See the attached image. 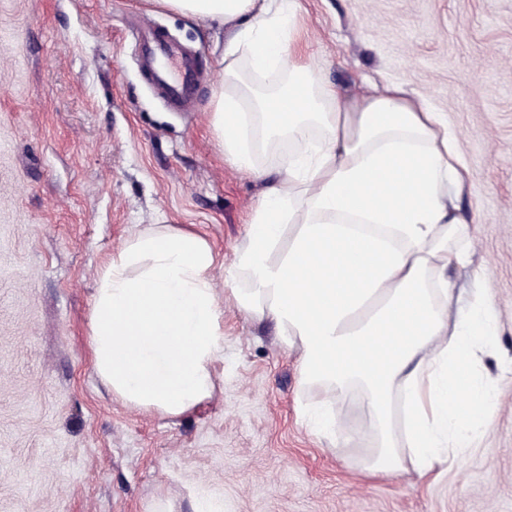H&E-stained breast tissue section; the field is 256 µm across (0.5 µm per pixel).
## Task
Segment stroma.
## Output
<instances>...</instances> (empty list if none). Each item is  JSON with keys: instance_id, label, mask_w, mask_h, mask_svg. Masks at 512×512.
I'll return each mask as SVG.
<instances>
[{"instance_id": "obj_1", "label": "stroma", "mask_w": 512, "mask_h": 512, "mask_svg": "<svg viewBox=\"0 0 512 512\" xmlns=\"http://www.w3.org/2000/svg\"><path fill=\"white\" fill-rule=\"evenodd\" d=\"M304 52L346 97L393 82L448 120L468 172L475 251L449 272L496 316L479 365L486 433L437 479L367 478V439L302 422L295 354L236 308L224 269L261 186L211 125L231 28L155 0H0V512H512V0H301ZM194 49L199 106L174 112L136 63L142 18ZM192 231L217 261L218 388L175 417L95 373L96 280L143 231Z\"/></svg>"}]
</instances>
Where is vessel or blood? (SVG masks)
I'll use <instances>...</instances> for the list:
<instances>
[{"label":"vessel or blood","mask_w":512,"mask_h":512,"mask_svg":"<svg viewBox=\"0 0 512 512\" xmlns=\"http://www.w3.org/2000/svg\"><path fill=\"white\" fill-rule=\"evenodd\" d=\"M140 31L143 69L169 100L181 107L193 108L201 77L195 57L166 42L150 22H142Z\"/></svg>","instance_id":"b4317fda"}]
</instances>
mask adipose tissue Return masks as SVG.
I'll return each instance as SVG.
<instances>
[{"label":"adipose tissue","mask_w":512,"mask_h":512,"mask_svg":"<svg viewBox=\"0 0 512 512\" xmlns=\"http://www.w3.org/2000/svg\"><path fill=\"white\" fill-rule=\"evenodd\" d=\"M158 2L235 29L212 126L225 156L264 185L225 269L239 311L274 324L303 388L367 411L362 471L440 476L494 407L478 366L496 334L481 301L453 314L448 273L468 263L473 238L447 124L405 86L346 98L318 80L296 46L299 0ZM257 128L287 135L293 156L258 166ZM214 264L201 236L154 230L101 271L89 345L126 405L177 416L213 395L224 356Z\"/></svg>","instance_id":"1"}]
</instances>
